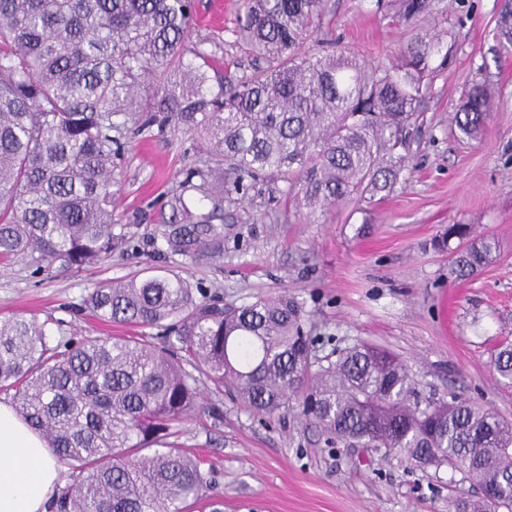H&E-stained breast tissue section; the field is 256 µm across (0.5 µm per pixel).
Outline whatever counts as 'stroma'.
Masks as SVG:
<instances>
[{
    "label": "stroma",
    "mask_w": 512,
    "mask_h": 512,
    "mask_svg": "<svg viewBox=\"0 0 512 512\" xmlns=\"http://www.w3.org/2000/svg\"><path fill=\"white\" fill-rule=\"evenodd\" d=\"M499 7V0H429L447 60L430 77L405 168L385 199L345 202L316 222L282 207L269 220L271 200L253 192L224 225L223 261L170 254L160 220L172 215L164 203L195 159L194 141L149 130L135 137L119 171L114 230L128 244L87 269L40 272L25 258L0 262V317L54 319L62 341L136 336L140 327L88 316L84 297L102 279L170 269L228 305L294 296L316 357L373 343L406 365L420 400L456 396L512 420V382L491 362L494 349L512 341V56L497 51ZM235 8L236 0H196L191 37L223 41L239 75L253 61L230 32ZM327 8L310 47L332 38L377 64L416 32L414 24L372 13L370 0H327ZM476 81L492 88L494 109L476 138L460 140L449 117ZM454 224L497 244L494 260L475 276L454 272L465 246L449 237ZM215 406L222 420L213 418ZM178 429L223 512H454L455 500L477 494L448 468L417 466L362 443L327 442L295 399L268 417L207 388Z\"/></svg>",
    "instance_id": "stroma-1"
}]
</instances>
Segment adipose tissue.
<instances>
[{
  "label": "adipose tissue",
  "instance_id": "1",
  "mask_svg": "<svg viewBox=\"0 0 512 512\" xmlns=\"http://www.w3.org/2000/svg\"><path fill=\"white\" fill-rule=\"evenodd\" d=\"M63 474L47 441L0 402V512H51Z\"/></svg>",
  "mask_w": 512,
  "mask_h": 512
}]
</instances>
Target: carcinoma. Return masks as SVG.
<instances>
[{
    "mask_svg": "<svg viewBox=\"0 0 512 512\" xmlns=\"http://www.w3.org/2000/svg\"><path fill=\"white\" fill-rule=\"evenodd\" d=\"M428 0H375V11L422 21ZM236 41L262 62L218 71L224 43H189L194 0H0V258L44 270L93 267L129 242L114 227L116 171L131 135L197 137V157L168 197L161 235L173 254L224 257V204L265 187L310 217L389 192L406 133L430 90L439 34L419 35L385 64L341 50L314 54L324 0H241ZM498 47L512 54V0H501ZM493 92L466 93L452 124L477 136ZM483 239L455 272L493 259ZM100 321L161 336L64 343L34 317L0 319V387L74 473L54 512H186L203 500L200 461L168 441L200 404V385L233 391L272 415L296 394L334 441H366L480 488L455 512H512V421L468 401L420 406L390 352L367 344L312 354L302 307L281 295L226 306L176 273L104 281L84 299ZM494 367L512 379V344Z\"/></svg>",
    "mask_w": 512,
    "mask_h": 512,
    "instance_id": "cac0c4a2",
    "label": "carcinoma"
}]
</instances>
